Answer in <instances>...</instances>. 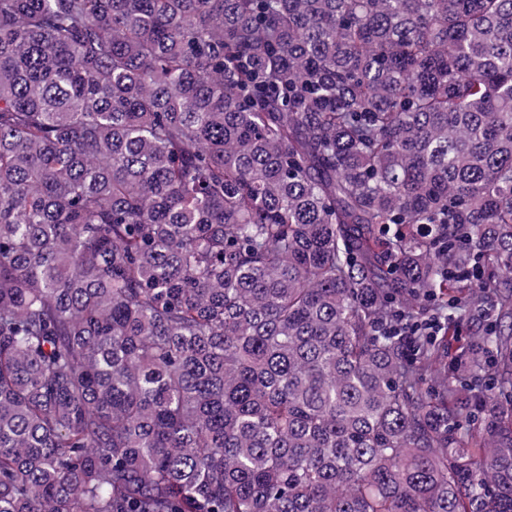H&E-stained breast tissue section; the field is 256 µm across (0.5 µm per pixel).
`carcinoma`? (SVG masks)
I'll return each instance as SVG.
<instances>
[{
	"label": "carcinoma",
	"instance_id": "cac0c4a2",
	"mask_svg": "<svg viewBox=\"0 0 512 512\" xmlns=\"http://www.w3.org/2000/svg\"><path fill=\"white\" fill-rule=\"evenodd\" d=\"M0 512H512V0H0Z\"/></svg>",
	"mask_w": 512,
	"mask_h": 512
}]
</instances>
